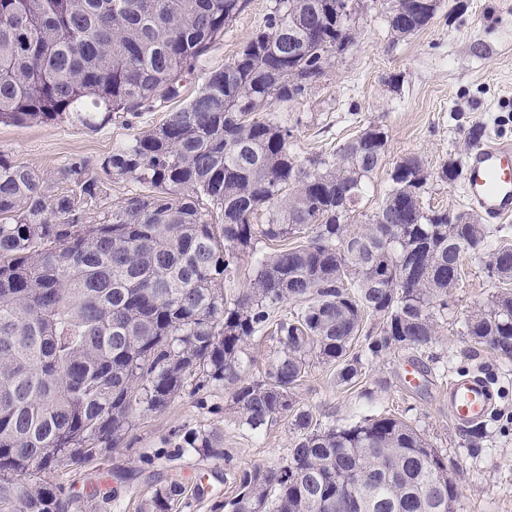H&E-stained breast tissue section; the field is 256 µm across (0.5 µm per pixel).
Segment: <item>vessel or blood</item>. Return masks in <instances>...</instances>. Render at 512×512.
Masks as SVG:
<instances>
[{
  "mask_svg": "<svg viewBox=\"0 0 512 512\" xmlns=\"http://www.w3.org/2000/svg\"><path fill=\"white\" fill-rule=\"evenodd\" d=\"M463 188L468 203L490 221L512 218V143L495 140L474 147L468 154ZM448 414L457 425L481 422L491 406L490 390L477 377L449 380Z\"/></svg>",
  "mask_w": 512,
  "mask_h": 512,
  "instance_id": "vessel-or-blood-1",
  "label": "vessel or blood"
}]
</instances>
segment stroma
Returning a JSON list of instances; mask_svg holds the SVG:
<instances>
[{
  "instance_id": "stroma-1",
  "label": "stroma",
  "mask_w": 512,
  "mask_h": 512,
  "mask_svg": "<svg viewBox=\"0 0 512 512\" xmlns=\"http://www.w3.org/2000/svg\"><path fill=\"white\" fill-rule=\"evenodd\" d=\"M273 5L274 0H247L223 38L212 44L183 100H191L209 72L231 61L264 26ZM386 12L385 0H364L355 43L334 58L303 98L273 104L265 112L293 126L292 151L301 160L331 155L366 126L383 125L387 150L368 182L361 204L367 212L376 209L389 171L405 154L420 155L434 171L451 162L464 163L472 148L468 132L475 125L481 126L483 139L512 142V0H441L431 22L400 41L388 31ZM166 116L158 108L93 125L72 118L24 127L0 125V154L52 181L75 158L87 160L95 173L101 158ZM463 271L434 343L367 361L350 386L336 383L333 366L311 360L297 395L325 426H344L370 414L407 419L437 448L456 480L453 512H512V427L490 430L481 447H469L444 399L448 379L461 366L473 374L495 375L512 392V359L464 334L467 316L487 305L500 284L473 257L465 258ZM439 361L448 365L445 377L430 373L418 386L407 385L409 367L431 369ZM231 391L227 382L196 395L186 390L163 411L138 413L116 447L102 450L89 463L63 468L48 481L79 495L75 512H138L156 485L205 470L214 493L203 499L184 493L175 512H224L225 500L236 492L234 472L258 463L282 464L296 439L284 420L259 433L238 428ZM188 429L219 432L226 459L187 454L146 463V456L168 447L175 431ZM134 467L143 471L139 482L128 485L115 479V472Z\"/></svg>"
}]
</instances>
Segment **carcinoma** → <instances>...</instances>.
Instances as JSON below:
<instances>
[{"label": "carcinoma", "instance_id": "obj_1", "mask_svg": "<svg viewBox=\"0 0 512 512\" xmlns=\"http://www.w3.org/2000/svg\"><path fill=\"white\" fill-rule=\"evenodd\" d=\"M337 0H275L263 30L196 95L98 163L147 192L126 195L94 223L104 183L76 160L61 191L0 153V512H71L76 500L41 475L92 460L184 388L233 383L239 426L261 432L282 419L298 433L277 467L238 473L227 512H327L361 499L362 512H424L421 492L458 490L444 458L408 423L366 415L321 426L295 389L310 357L351 382L362 359L433 343L466 255L487 277L512 279V246L486 251L474 214L425 209L431 177L401 157L372 213L359 210L388 135L370 124L328 157L298 160L293 128L259 113L297 100L318 82L352 16ZM388 20L403 40L434 17L439 0H394ZM245 7V0H0V124L63 116L91 124L137 116L181 96L184 82ZM302 70L309 83L295 80ZM298 238L256 260L253 278L224 297V274L260 242ZM376 331H364L367 320ZM466 335L512 359V290L465 321ZM363 348L351 350L361 332ZM259 334L276 342L264 375L244 357ZM221 436L186 430L178 455L225 457ZM173 478L141 512H171Z\"/></svg>", "mask_w": 512, "mask_h": 512}]
</instances>
